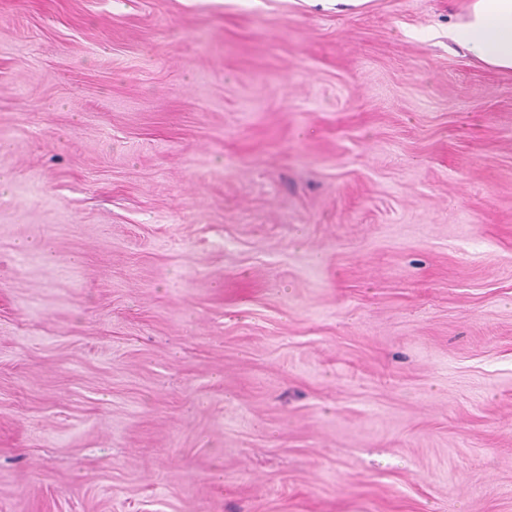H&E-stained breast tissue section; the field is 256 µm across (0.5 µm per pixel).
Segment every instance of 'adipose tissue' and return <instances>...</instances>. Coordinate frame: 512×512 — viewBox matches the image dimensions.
I'll use <instances>...</instances> for the list:
<instances>
[{"instance_id": "1", "label": "adipose tissue", "mask_w": 512, "mask_h": 512, "mask_svg": "<svg viewBox=\"0 0 512 512\" xmlns=\"http://www.w3.org/2000/svg\"><path fill=\"white\" fill-rule=\"evenodd\" d=\"M448 37L484 64L512 71V0H469Z\"/></svg>"}]
</instances>
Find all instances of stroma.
<instances>
[{
	"label": "stroma",
	"mask_w": 512,
	"mask_h": 512,
	"mask_svg": "<svg viewBox=\"0 0 512 512\" xmlns=\"http://www.w3.org/2000/svg\"><path fill=\"white\" fill-rule=\"evenodd\" d=\"M466 5L0 0V512H512Z\"/></svg>",
	"instance_id": "stroma-1"
}]
</instances>
